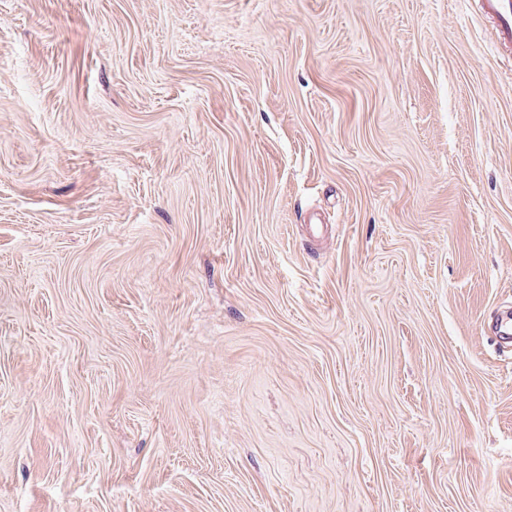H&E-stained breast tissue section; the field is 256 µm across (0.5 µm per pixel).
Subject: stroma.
Here are the masks:
<instances>
[{
  "instance_id": "1",
  "label": "stroma",
  "mask_w": 512,
  "mask_h": 512,
  "mask_svg": "<svg viewBox=\"0 0 512 512\" xmlns=\"http://www.w3.org/2000/svg\"><path fill=\"white\" fill-rule=\"evenodd\" d=\"M509 307L479 0H0V512H512Z\"/></svg>"
}]
</instances>
